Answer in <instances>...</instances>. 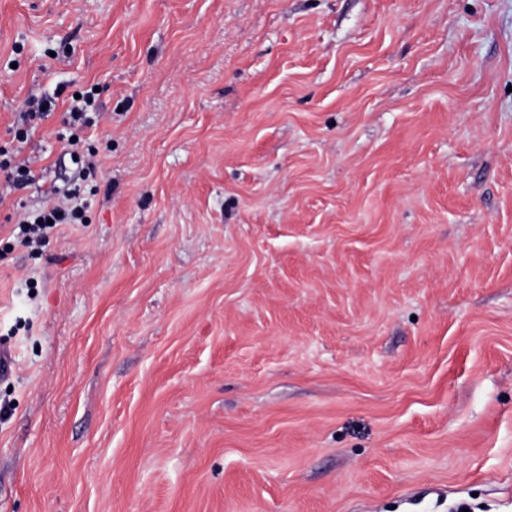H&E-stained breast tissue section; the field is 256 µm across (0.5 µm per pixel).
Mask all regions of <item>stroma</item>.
Here are the masks:
<instances>
[{
    "mask_svg": "<svg viewBox=\"0 0 512 512\" xmlns=\"http://www.w3.org/2000/svg\"><path fill=\"white\" fill-rule=\"evenodd\" d=\"M45 97L0 512H512V0H0V140ZM75 94H79L80 98H75ZM95 92L94 89L87 90L85 92H77L71 96L69 106V125L71 129H77L79 127L87 126L90 124L87 114L89 109L94 108L95 104ZM60 141L66 139V143L63 145L64 148H66L67 151L70 152V155L73 160L77 164L81 163V169L87 177L94 175L97 169V165L94 161V157L96 156L93 153H90L88 150L87 155L81 154V152L78 150V145L81 142L80 137L76 132L71 131L69 136H60ZM86 199L80 197L76 189H67L62 196L53 204L35 211H27L23 214L17 224L21 233V242L31 247L43 246L48 240L50 232L59 224H85L86 210L88 208ZM48 219L53 224H48Z\"/></svg>",
    "mask_w": 512,
    "mask_h": 512,
    "instance_id": "1",
    "label": "stroma"
}]
</instances>
